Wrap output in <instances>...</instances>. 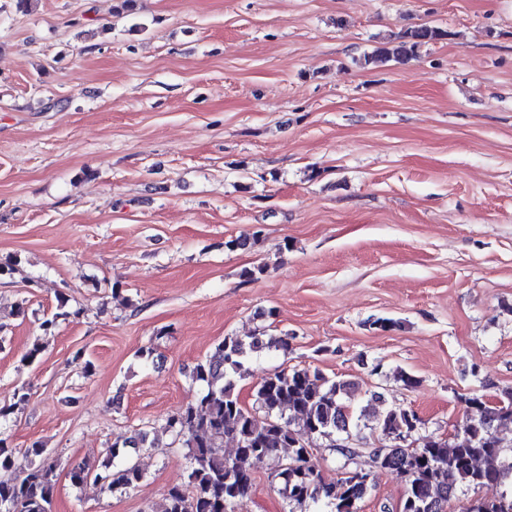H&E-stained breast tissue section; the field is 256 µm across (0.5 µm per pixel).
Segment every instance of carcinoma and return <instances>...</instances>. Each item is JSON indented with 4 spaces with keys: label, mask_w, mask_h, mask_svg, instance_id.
<instances>
[{
    "label": "carcinoma",
    "mask_w": 512,
    "mask_h": 512,
    "mask_svg": "<svg viewBox=\"0 0 512 512\" xmlns=\"http://www.w3.org/2000/svg\"><path fill=\"white\" fill-rule=\"evenodd\" d=\"M448 37V31L420 25L405 30L363 57L364 64L394 62L403 65L418 49ZM65 297L59 298L61 311L44 318L40 329L50 335L64 311ZM288 351V338L270 336H226L214 351L192 369V381L199 386L195 399L167 420L169 431L188 448L190 465L187 483L194 489L186 494L182 486L168 489L163 512H234L253 486L251 465L264 459L278 460L279 450L291 449L288 471L275 469L278 492L288 505L307 512L310 504H323L328 512H349L359 498V472L341 479L336 487L322 480L307 451L309 441L337 436L347 439L369 416L367 407L354 411L355 384L333 379L306 369H281L263 376L256 384L255 406L246 407L237 391L251 355L263 348ZM468 424L453 439L420 436L421 421L416 412L403 406L390 407L376 417L381 432L397 439L414 437L415 447L383 446L373 454L380 471L394 473L405 481L401 512H448L462 486L480 495L471 499L463 512H512V441L502 430L512 425V390L487 405L484 396L464 398ZM309 435L302 441L300 432ZM235 443L233 453H224V442ZM143 431L119 436L99 470L70 472V480L81 485L91 479L105 489H133L145 472L129 454V449L151 448ZM47 454L41 444L25 450L26 464L12 482H0V512H52L56 480L53 467L36 462Z\"/></svg>",
    "instance_id": "obj_1"
}]
</instances>
